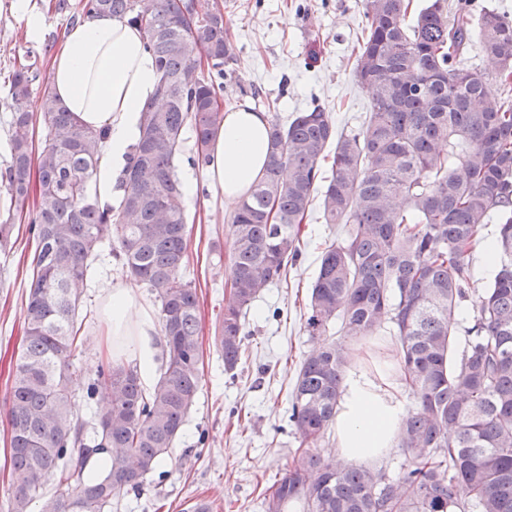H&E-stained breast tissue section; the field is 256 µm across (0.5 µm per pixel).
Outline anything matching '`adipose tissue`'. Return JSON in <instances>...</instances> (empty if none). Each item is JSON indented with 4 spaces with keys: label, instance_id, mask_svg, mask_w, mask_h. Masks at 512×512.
Segmentation results:
<instances>
[{
    "label": "adipose tissue",
    "instance_id": "adipose-tissue-1",
    "mask_svg": "<svg viewBox=\"0 0 512 512\" xmlns=\"http://www.w3.org/2000/svg\"><path fill=\"white\" fill-rule=\"evenodd\" d=\"M50 81L60 103L81 125L106 129L91 184L100 201H111L116 178L140 134V112L155 96L157 74L138 29L99 15L70 28L51 64ZM268 160V122L264 113L238 109L225 113L209 184L221 201L236 204L262 176ZM106 327L102 348L129 336L137 348V367L151 383L162 346L159 326L135 288L116 280L104 290ZM407 414L399 385L380 373H346L336 414V450L363 461L390 454Z\"/></svg>",
    "mask_w": 512,
    "mask_h": 512
}]
</instances>
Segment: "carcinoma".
<instances>
[{
	"label": "carcinoma",
	"mask_w": 512,
	"mask_h": 512,
	"mask_svg": "<svg viewBox=\"0 0 512 512\" xmlns=\"http://www.w3.org/2000/svg\"><path fill=\"white\" fill-rule=\"evenodd\" d=\"M468 2L450 18L446 0H428L408 25L405 0H362L353 74L371 97L368 121L340 132L319 104L285 125L273 116L265 173L230 216L216 344L231 374L256 294L301 256L315 194L324 223L347 225L321 253L304 322L323 336L341 320L340 341L300 364L288 416L299 446L264 491V512H512V99L463 64L476 44L511 87L512 16L492 7L474 19ZM226 9L222 0H82L85 17L138 27L158 76L114 204L88 190L105 132L74 121L48 84L40 114L27 111L36 74L28 65L13 74L0 251L23 219L34 248L7 387L6 512H29L36 498L41 512H105L139 490L183 430L201 379L200 318L196 288L182 279L189 230L175 160L190 128L193 166L211 162L224 80L236 72ZM492 223L493 276L477 288L469 253ZM105 250L159 303L165 361L148 391L131 363L102 360L79 403L71 384L82 376L83 294ZM463 302L473 324L461 339L453 316ZM387 325L417 404L398 427L395 478L317 452L354 346ZM98 448L109 449L111 473L87 483L83 460Z\"/></svg>",
	"instance_id": "obj_1"
}]
</instances>
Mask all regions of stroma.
I'll use <instances>...</instances> for the list:
<instances>
[{
    "label": "stroma",
    "instance_id": "stroma-1",
    "mask_svg": "<svg viewBox=\"0 0 512 512\" xmlns=\"http://www.w3.org/2000/svg\"><path fill=\"white\" fill-rule=\"evenodd\" d=\"M0 0V170L8 158L11 108L9 80L15 68L36 61L49 82L45 47H59L64 33L79 22V0ZM230 43L238 82H225L227 111L251 107L241 88H258L289 120L311 102L331 113L338 129L361 126L370 96L353 75V50L364 24L362 0H228ZM184 148L175 165L182 181L196 191L185 199L190 242L185 280L197 287L200 306V389L181 436L164 465L146 476L141 493H125L117 512H185L190 502L207 500L211 512H263L262 489L279 480L299 442L288 421L289 399L300 361L317 347L308 336L304 314L322 250L344 234L340 224L312 214L303 228L301 258L263 288L245 317L244 355L235 373L224 370L214 342L224 311L228 279L227 219L232 206L208 189V172L191 164ZM33 248L26 224H18L8 254H0V412L6 407V382L16 363L23 334L28 258ZM120 262L102 255L86 288L90 315L75 364L92 374L104 329L102 288L121 277Z\"/></svg>",
    "mask_w": 512,
    "mask_h": 512
}]
</instances>
